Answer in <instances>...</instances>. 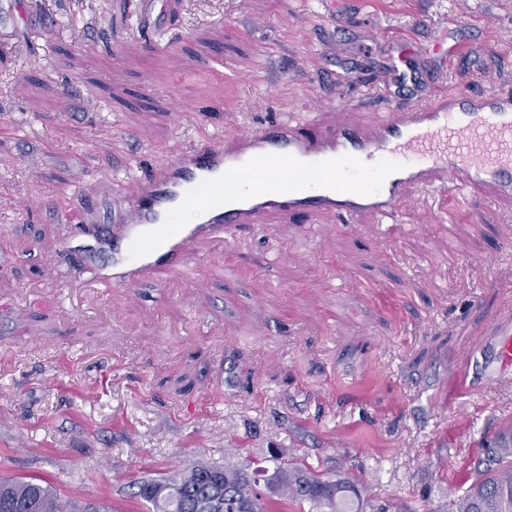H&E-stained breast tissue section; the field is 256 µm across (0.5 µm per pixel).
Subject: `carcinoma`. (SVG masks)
I'll list each match as a JSON object with an SVG mask.
<instances>
[{"mask_svg": "<svg viewBox=\"0 0 512 512\" xmlns=\"http://www.w3.org/2000/svg\"><path fill=\"white\" fill-rule=\"evenodd\" d=\"M136 496L168 512H269L266 499L285 496L320 512H387L363 497L348 476L316 474L277 454L262 465L245 461L233 469L198 465L161 478L134 482ZM0 512H104L87 505L79 510L45 480L0 478ZM448 512H512V447L490 449L478 461L472 483L456 497Z\"/></svg>", "mask_w": 512, "mask_h": 512, "instance_id": "carcinoma-1", "label": "carcinoma"}]
</instances>
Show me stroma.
<instances>
[{
  "label": "stroma",
  "instance_id": "1",
  "mask_svg": "<svg viewBox=\"0 0 512 512\" xmlns=\"http://www.w3.org/2000/svg\"><path fill=\"white\" fill-rule=\"evenodd\" d=\"M166 2L167 22L152 0H22L23 32L0 36V303L26 309L21 336L0 313V476L147 512L132 480L274 451L352 475L376 505L446 512L475 460L512 438V386L467 392L458 359L512 283V202L383 240L372 224L276 214L193 283L95 290L60 262L71 227L56 213L78 156L122 178L280 117L373 124L410 104L387 88L384 36L512 47V0ZM438 80L489 91L512 84V59L492 75L472 53Z\"/></svg>",
  "mask_w": 512,
  "mask_h": 512
}]
</instances>
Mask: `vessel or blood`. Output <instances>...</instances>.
Here are the masks:
<instances>
[{
  "label": "vessel or blood",
  "mask_w": 512,
  "mask_h": 512,
  "mask_svg": "<svg viewBox=\"0 0 512 512\" xmlns=\"http://www.w3.org/2000/svg\"><path fill=\"white\" fill-rule=\"evenodd\" d=\"M386 50L400 63L395 82L410 81L421 104L368 127L347 115L309 131L280 118L243 130L229 148L190 142L163 166L131 177L107 217L99 216L98 199L111 194L112 174L94 171L60 214L77 227L60 243V256L93 285L119 289L167 275L189 282L204 271L200 242L224 246L242 231L265 232L274 213L399 224L406 190L418 187L438 193L433 217L443 223L473 197L512 199V90L448 95L410 42L390 38ZM487 317L494 335L460 353L475 392L488 384L487 354L512 366V318L496 309Z\"/></svg>",
  "instance_id": "vessel-or-blood-1"
}]
</instances>
